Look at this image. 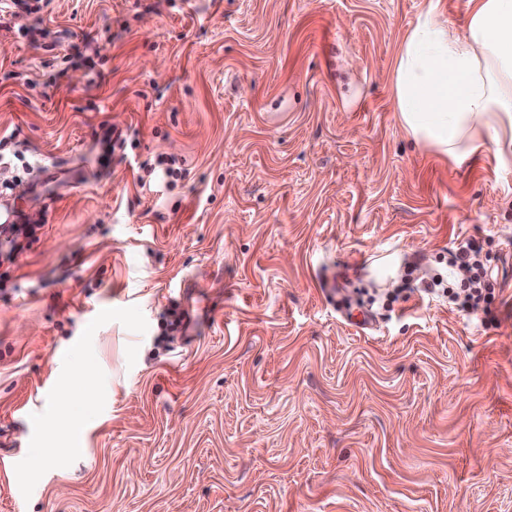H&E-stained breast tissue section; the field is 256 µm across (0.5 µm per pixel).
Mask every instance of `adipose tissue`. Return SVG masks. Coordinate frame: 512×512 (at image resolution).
Masks as SVG:
<instances>
[{"label":"adipose tissue","mask_w":512,"mask_h":512,"mask_svg":"<svg viewBox=\"0 0 512 512\" xmlns=\"http://www.w3.org/2000/svg\"><path fill=\"white\" fill-rule=\"evenodd\" d=\"M466 32L428 10L402 41L392 92L401 126L456 162L512 153V0H471Z\"/></svg>","instance_id":"1"}]
</instances>
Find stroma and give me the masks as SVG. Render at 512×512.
<instances>
[{
  "label": "stroma",
  "mask_w": 512,
  "mask_h": 512,
  "mask_svg": "<svg viewBox=\"0 0 512 512\" xmlns=\"http://www.w3.org/2000/svg\"><path fill=\"white\" fill-rule=\"evenodd\" d=\"M469 0H52L0 26V512H512V157L399 124ZM56 35L48 52L23 31ZM127 131L125 153L98 141ZM179 160L181 177L141 163ZM481 245L486 309L417 292ZM81 448L64 469L54 399ZM2 204L0 206V223L9 224V227L3 232L0 231V267L5 262L13 264L20 254L30 248L32 242L36 240L35 228L37 227L36 224H28L26 221L22 222L24 224H14L16 216L11 213V209L7 205ZM2 234H4L3 238Z\"/></svg>",
  "instance_id": "obj_1"
}]
</instances>
